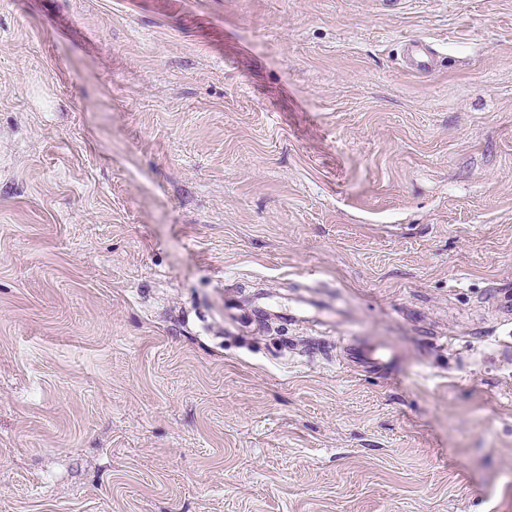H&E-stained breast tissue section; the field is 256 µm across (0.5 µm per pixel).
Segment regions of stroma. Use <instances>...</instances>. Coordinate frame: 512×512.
<instances>
[{
  "mask_svg": "<svg viewBox=\"0 0 512 512\" xmlns=\"http://www.w3.org/2000/svg\"><path fill=\"white\" fill-rule=\"evenodd\" d=\"M504 309L512 0H0V512H512ZM435 62L434 50L421 41H415L406 49L405 64L412 71L422 70L429 71ZM345 359L354 367H370L371 365L388 364L393 355L386 349L374 350L370 347L349 345L343 352Z\"/></svg>",
  "mask_w": 512,
  "mask_h": 512,
  "instance_id": "35a3bbf8",
  "label": "stroma"
}]
</instances>
